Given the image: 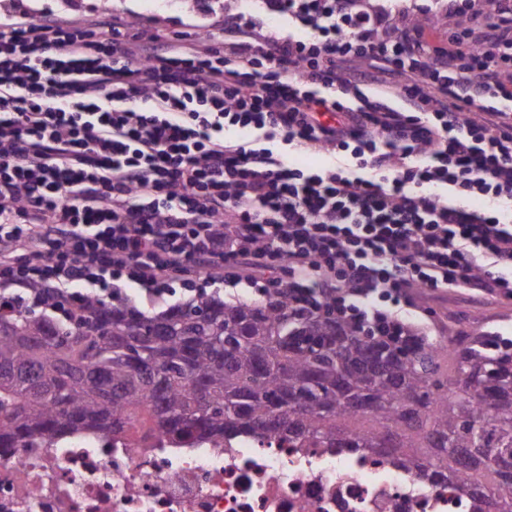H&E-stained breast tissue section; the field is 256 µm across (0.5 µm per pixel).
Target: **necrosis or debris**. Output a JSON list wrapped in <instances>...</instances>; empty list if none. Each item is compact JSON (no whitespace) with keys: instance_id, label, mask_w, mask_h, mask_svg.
I'll list each match as a JSON object with an SVG mask.
<instances>
[{"instance_id":"obj_1","label":"necrosis or debris","mask_w":512,"mask_h":512,"mask_svg":"<svg viewBox=\"0 0 512 512\" xmlns=\"http://www.w3.org/2000/svg\"><path fill=\"white\" fill-rule=\"evenodd\" d=\"M0 512H480L476 496L380 452L278 437L169 445L90 436L0 448Z\"/></svg>"}]
</instances>
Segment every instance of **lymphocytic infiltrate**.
Here are the masks:
<instances>
[{
    "label": "lymphocytic infiltrate",
    "instance_id": "obj_1",
    "mask_svg": "<svg viewBox=\"0 0 512 512\" xmlns=\"http://www.w3.org/2000/svg\"><path fill=\"white\" fill-rule=\"evenodd\" d=\"M263 4L205 33L10 12L6 299L159 304L202 277L392 342L412 289L512 299V0H447L450 52L398 4Z\"/></svg>",
    "mask_w": 512,
    "mask_h": 512
}]
</instances>
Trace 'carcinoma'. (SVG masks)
<instances>
[{
	"label": "carcinoma",
	"instance_id": "carcinoma-1",
	"mask_svg": "<svg viewBox=\"0 0 512 512\" xmlns=\"http://www.w3.org/2000/svg\"><path fill=\"white\" fill-rule=\"evenodd\" d=\"M158 427L384 450L430 463L484 512H512V345L403 343L287 297L204 294L151 314L124 302L0 299V447Z\"/></svg>",
	"mask_w": 512,
	"mask_h": 512
}]
</instances>
